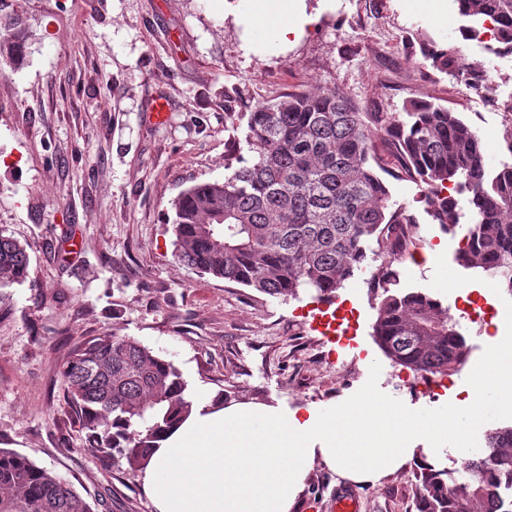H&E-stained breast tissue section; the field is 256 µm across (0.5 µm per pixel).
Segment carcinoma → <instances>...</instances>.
Returning <instances> with one entry per match:
<instances>
[{
  "label": "carcinoma",
  "instance_id": "obj_1",
  "mask_svg": "<svg viewBox=\"0 0 512 512\" xmlns=\"http://www.w3.org/2000/svg\"><path fill=\"white\" fill-rule=\"evenodd\" d=\"M475 25L493 23L498 50L512 54V0H454ZM18 22L0 30V57L22 45ZM424 58L470 88L455 48L434 45ZM224 155V180L196 184L172 202L177 257L201 273L270 296L316 292L325 302L372 259L381 290L373 337L384 355L415 373L448 375L467 354L448 307L427 293H399L397 265L420 246L419 222L379 176L369 124L384 127L386 147L421 186L432 223L456 234L468 218L457 262L492 268L512 291V163L490 171L478 131L441 104L410 99L400 112H363L334 88L256 101ZM466 196V206L458 196ZM26 249L0 231V283H20ZM407 336H427L419 346ZM69 402L89 442L107 461L145 464L171 424L189 411L188 384L173 364L127 336L105 334L72 352L63 370ZM512 426L485 434V446L457 478L421 469L416 512H512ZM0 512H93L70 484L27 457L0 448Z\"/></svg>",
  "mask_w": 512,
  "mask_h": 512
}]
</instances>
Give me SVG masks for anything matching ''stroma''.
<instances>
[{
  "label": "stroma",
  "mask_w": 512,
  "mask_h": 512,
  "mask_svg": "<svg viewBox=\"0 0 512 512\" xmlns=\"http://www.w3.org/2000/svg\"><path fill=\"white\" fill-rule=\"evenodd\" d=\"M313 22L282 51L260 56L245 42L243 0H0V24L22 15L29 38L0 65V228L30 256L24 282L0 288V448L51 470L94 512H157L143 473L104 464L68 402L62 367L77 345L112 332L171 360L189 395L223 406L271 405L330 416L368 401L429 419L496 385L491 341L462 320L460 371L426 375L393 363L373 340L369 279L376 263L332 303L302 290L284 299L182 265L172 200L224 177L231 113L253 100L333 87L370 112L421 99L458 112L482 137L488 169L507 161L512 132V54L463 38L454 0H304ZM436 44L459 50L478 89L434 70ZM164 99L163 121L150 117ZM392 196L416 214L433 248L398 267V291L448 303L471 290L506 301L512 292L479 268L458 264L459 235L433 224L418 184L382 154ZM359 317L355 336L326 323L339 303ZM462 441L439 443L437 468L460 475V443L512 425V389L486 398L480 416L461 411ZM418 465L355 490L360 512H416ZM344 478L323 463L308 472L292 512H331Z\"/></svg>",
  "instance_id": "obj_1"
}]
</instances>
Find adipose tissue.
Returning <instances> with one entry per match:
<instances>
[{
  "label": "adipose tissue",
  "instance_id": "1",
  "mask_svg": "<svg viewBox=\"0 0 512 512\" xmlns=\"http://www.w3.org/2000/svg\"><path fill=\"white\" fill-rule=\"evenodd\" d=\"M298 0H247L252 41L288 44L309 19ZM454 413L425 422L382 408L369 437L358 411L338 423L272 406L224 408L214 398L193 401L188 415L152 449L144 487L157 512H291L314 462L358 483H374L414 458L432 460L448 438ZM424 439L428 448H417Z\"/></svg>",
  "mask_w": 512,
  "mask_h": 512
}]
</instances>
